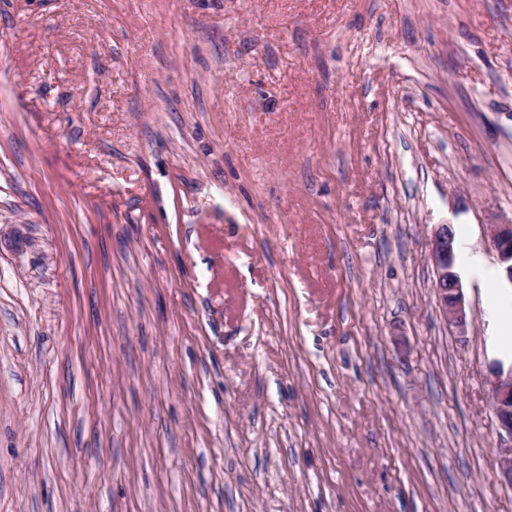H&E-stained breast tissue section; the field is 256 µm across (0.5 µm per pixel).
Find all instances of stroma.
Here are the masks:
<instances>
[{"instance_id":"1","label":"stroma","mask_w":512,"mask_h":512,"mask_svg":"<svg viewBox=\"0 0 512 512\" xmlns=\"http://www.w3.org/2000/svg\"><path fill=\"white\" fill-rule=\"evenodd\" d=\"M511 222L512 0H0V512H512ZM430 258L436 272V290L448 325L459 333L467 326L464 293L455 272L454 233L451 225L441 224L434 230ZM489 235L497 253L499 272L512 285V224H491ZM495 381L492 402L501 430L508 437V443L498 448V469L500 480L512 486V365L494 363Z\"/></svg>"}]
</instances>
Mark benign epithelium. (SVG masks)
Segmentation results:
<instances>
[{"label": "benign epithelium", "mask_w": 512, "mask_h": 512, "mask_svg": "<svg viewBox=\"0 0 512 512\" xmlns=\"http://www.w3.org/2000/svg\"><path fill=\"white\" fill-rule=\"evenodd\" d=\"M489 235L496 250L499 272L512 285V224H491ZM430 258L436 272V290L448 325L459 333L467 326L464 293L455 272L454 233L449 224L434 230ZM492 402L501 430L508 443L498 448L500 480L512 485V365H494Z\"/></svg>", "instance_id": "1"}]
</instances>
